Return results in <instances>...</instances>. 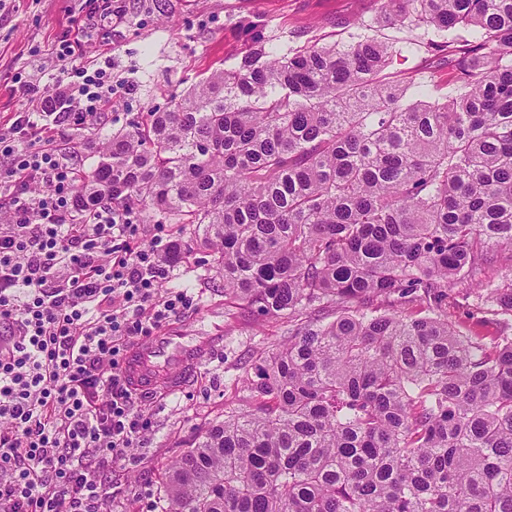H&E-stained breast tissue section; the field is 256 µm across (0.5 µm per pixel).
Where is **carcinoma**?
Wrapping results in <instances>:
<instances>
[{
    "label": "carcinoma",
    "mask_w": 512,
    "mask_h": 512,
    "mask_svg": "<svg viewBox=\"0 0 512 512\" xmlns=\"http://www.w3.org/2000/svg\"><path fill=\"white\" fill-rule=\"evenodd\" d=\"M454 32L424 50L456 94L403 103L375 38L280 53L258 37L107 138L75 174L193 229L224 317L285 319L240 403L164 472V512H512V333L448 322V288L512 318V0H384Z\"/></svg>",
    "instance_id": "cac0c4a2"
}]
</instances>
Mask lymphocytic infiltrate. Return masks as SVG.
I'll return each mask as SVG.
<instances>
[{"label": "lymphocytic infiltrate", "mask_w": 512, "mask_h": 512, "mask_svg": "<svg viewBox=\"0 0 512 512\" xmlns=\"http://www.w3.org/2000/svg\"><path fill=\"white\" fill-rule=\"evenodd\" d=\"M62 78L32 90L42 112L96 122L118 89L110 62L61 44ZM74 166L31 113L0 133V512H102L101 474L150 423L121 362L134 341L192 308L158 294L172 230L143 239L129 211L99 206L71 221Z\"/></svg>", "instance_id": "obj_1"}]
</instances>
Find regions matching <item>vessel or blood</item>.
<instances>
[{
    "label": "vessel or blood",
    "mask_w": 512,
    "mask_h": 512,
    "mask_svg": "<svg viewBox=\"0 0 512 512\" xmlns=\"http://www.w3.org/2000/svg\"><path fill=\"white\" fill-rule=\"evenodd\" d=\"M223 345V335L200 336L187 327L172 325L160 335L135 341L126 352L123 374L135 391L180 393Z\"/></svg>",
    "instance_id": "b4317fda"
}]
</instances>
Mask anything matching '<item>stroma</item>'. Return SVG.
<instances>
[{"instance_id": "1", "label": "stroma", "mask_w": 512, "mask_h": 512, "mask_svg": "<svg viewBox=\"0 0 512 512\" xmlns=\"http://www.w3.org/2000/svg\"><path fill=\"white\" fill-rule=\"evenodd\" d=\"M383 0H115L113 20L88 18L86 0H0V126L28 107L27 84L53 89L61 77L57 52L72 38L74 19L85 22L82 43L88 55L112 62V81L125 86L95 130H75L44 117L42 125L60 147L90 166L102 137L141 117L147 106L168 103L172 92L186 90L211 72L236 65L256 36L273 40L287 52L307 43H352L370 36L392 45L398 54L381 82L407 87V102L420 91L446 84L448 67L426 63L419 53H404L410 42L437 38L432 29H399L381 21ZM179 240L186 258L171 262V283L190 289L196 301L181 322L213 330L208 308L223 309L222 279L203 264L194 237ZM282 324L242 316L225 325L221 355L198 374L182 394L142 396L138 408L151 421L132 461L112 468V483L102 490L106 512H162L165 469L188 448L202 429L222 420L225 407L237 403L242 382L259 352L279 343Z\"/></svg>"}]
</instances>
